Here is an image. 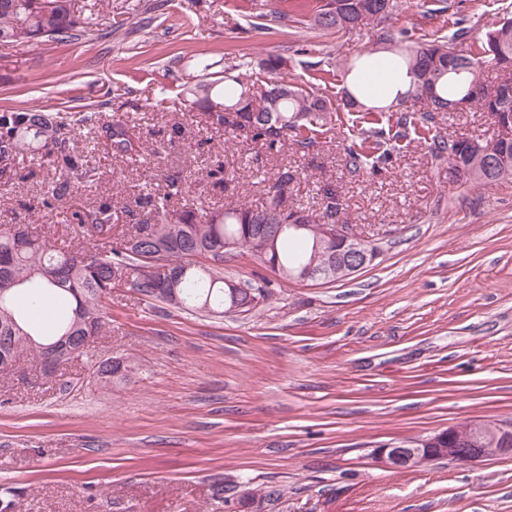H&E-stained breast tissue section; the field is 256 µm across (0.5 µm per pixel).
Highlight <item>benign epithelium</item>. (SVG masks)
<instances>
[{
  "label": "benign epithelium",
  "mask_w": 512,
  "mask_h": 512,
  "mask_svg": "<svg viewBox=\"0 0 512 512\" xmlns=\"http://www.w3.org/2000/svg\"><path fill=\"white\" fill-rule=\"evenodd\" d=\"M318 237L324 251L302 272L303 280H323L332 272L347 278L377 257V252L366 248V242L334 216L322 219ZM492 454H512V448H485L477 436L466 437L450 427L426 439L382 444L373 450L371 459L388 469L406 470L443 459L475 462Z\"/></svg>",
  "instance_id": "obj_1"
}]
</instances>
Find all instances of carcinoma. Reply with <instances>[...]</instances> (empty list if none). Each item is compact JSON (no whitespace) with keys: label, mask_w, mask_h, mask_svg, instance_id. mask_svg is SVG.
I'll use <instances>...</instances> for the list:
<instances>
[{"label":"carcinoma","mask_w":512,"mask_h":512,"mask_svg":"<svg viewBox=\"0 0 512 512\" xmlns=\"http://www.w3.org/2000/svg\"><path fill=\"white\" fill-rule=\"evenodd\" d=\"M397 0H315L307 28L330 34L379 25L397 8ZM81 22L70 0H0V40L12 47L46 42L57 36L80 31ZM468 30L458 29L451 37L406 44L390 31L380 34L379 48L392 52L397 62L407 66L413 84L400 103L426 104L420 119L433 120V113L469 100L490 113L500 125L512 126V79L488 91L482 71L488 66L512 70V18H505L486 33L479 53L464 43ZM271 74L260 84L252 76L224 70L218 80L208 77L210 65L198 63L199 78L182 84L175 96L186 109L204 112L206 122L236 137L260 141L273 149L287 141L296 151L306 152L316 145V124L336 111L335 103L278 75L286 61L270 56L261 63ZM65 123L42 112H5L0 115V156L22 153L33 140L66 143L60 137ZM119 156L136 153L140 140L134 127L121 121L104 126ZM432 154L448 161L456 177L478 186H493L512 180V139H433ZM367 165L363 149L347 151L346 167L359 171ZM295 177L287 171L270 179L261 204H245L222 210H205L194 205L169 208V196H148L143 205L149 218L137 225L140 241L129 244L125 237L112 242L109 207L91 215L86 231L101 236L92 249L56 250L46 240L27 230H0V374L15 369L22 357L33 355L41 361L45 348L57 346L58 364L88 353L87 337L97 338L107 324L103 300L121 283L139 295L205 316L222 317L233 306L246 301L224 280V241L232 239L271 272H279L282 282L311 263L316 247V223L310 217H329L345 210L341 195L327 184L320 188L319 211L289 201ZM262 224H305L300 231L286 229L276 247L267 249L260 234ZM166 255L167 269L143 280L148 256ZM123 281L115 282L116 274ZM44 284L53 289V303L67 308L63 317L42 337L23 321L31 319L32 301L23 298L19 287Z\"/></svg>","instance_id":"obj_1"}]
</instances>
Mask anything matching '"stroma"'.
Here are the masks:
<instances>
[{"mask_svg":"<svg viewBox=\"0 0 512 512\" xmlns=\"http://www.w3.org/2000/svg\"><path fill=\"white\" fill-rule=\"evenodd\" d=\"M398 0L382 26L340 36L303 28L312 0H283L286 21L252 27L246 0H71L78 38L0 52V113L65 117L66 146L92 170L66 168L55 145L0 160V226L27 224L57 249L93 246L79 226L99 207L121 237L148 194L171 208L259 205L267 178L295 174L293 201L317 209L334 184L352 232L378 257L335 282L282 283L250 252L224 260L226 279L267 288L247 312L207 317L114 287L91 359L54 377L23 358L0 375V500L22 512H512V455L399 472L378 445L470 421L512 428V181L478 187L434 159L432 137L489 138L477 105L436 113L386 159L352 173L348 148L368 128L337 108L306 153L226 138L174 90L196 75L270 56L323 91L346 84L381 30L413 42L470 30L469 45L512 15V0ZM85 112L135 121L138 154L121 157ZM231 177L218 184L215 170ZM122 356L135 372L104 386L93 361Z\"/></svg>","mask_w":512,"mask_h":512,"instance_id":"35a3bbf8","label":"stroma"}]
</instances>
